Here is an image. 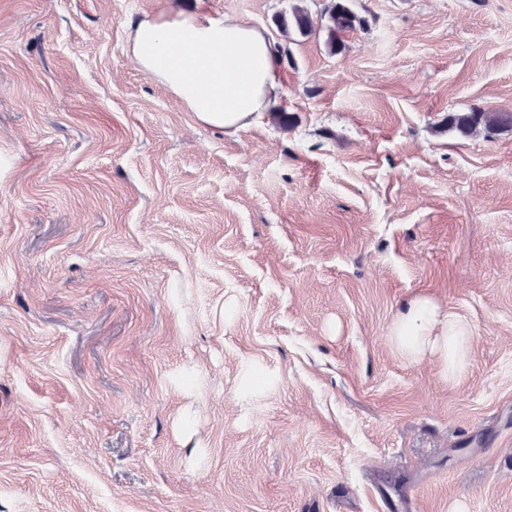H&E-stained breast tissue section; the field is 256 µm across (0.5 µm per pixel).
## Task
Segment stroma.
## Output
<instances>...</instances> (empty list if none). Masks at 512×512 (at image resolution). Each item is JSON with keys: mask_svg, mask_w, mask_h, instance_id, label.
Here are the masks:
<instances>
[{"mask_svg": "<svg viewBox=\"0 0 512 512\" xmlns=\"http://www.w3.org/2000/svg\"><path fill=\"white\" fill-rule=\"evenodd\" d=\"M169 0H0V512H512V0H208L281 46L230 136L141 71ZM471 326L405 360L413 295ZM349 0H331L326 8L324 17L326 24V46L332 54L341 53L344 49L343 36L360 29L365 19L359 16L349 5ZM448 128L465 137L481 132L492 133L512 129V112L472 107L469 112L453 113L447 118ZM390 337L403 358L417 362L432 356L448 378L466 362L472 330L460 316L444 313L433 298L417 294L395 317Z\"/></svg>", "mask_w": 512, "mask_h": 512, "instance_id": "stroma-1", "label": "stroma"}]
</instances>
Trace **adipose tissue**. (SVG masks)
Returning <instances> with one entry per match:
<instances>
[{"instance_id":"obj_1","label":"adipose tissue","mask_w":512,"mask_h":512,"mask_svg":"<svg viewBox=\"0 0 512 512\" xmlns=\"http://www.w3.org/2000/svg\"><path fill=\"white\" fill-rule=\"evenodd\" d=\"M128 52L138 67L166 88L196 119L234 135L280 105L279 53L266 30L214 16L206 0L192 9L165 12L128 25ZM472 330L425 294L397 314L391 340L406 360L436 358L443 376L463 366Z\"/></svg>"}]
</instances>
